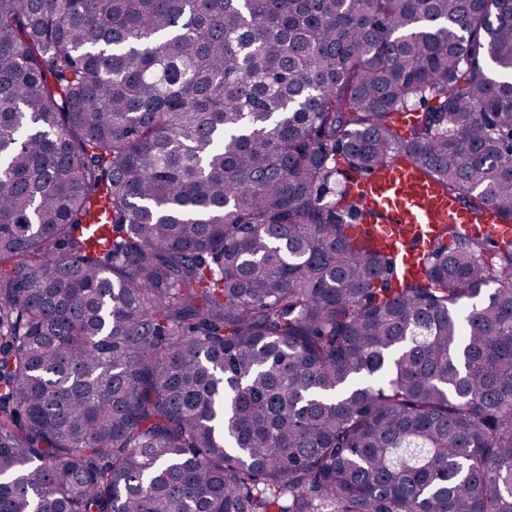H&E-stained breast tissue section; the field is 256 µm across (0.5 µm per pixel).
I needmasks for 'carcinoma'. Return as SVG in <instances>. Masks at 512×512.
<instances>
[{
  "label": "carcinoma",
  "mask_w": 512,
  "mask_h": 512,
  "mask_svg": "<svg viewBox=\"0 0 512 512\" xmlns=\"http://www.w3.org/2000/svg\"><path fill=\"white\" fill-rule=\"evenodd\" d=\"M338 153L511 223L512 0H0V512H512V238ZM356 200L355 236L363 240V231H369L379 246L402 252L404 266L413 271L418 259L436 247L439 231L446 224L455 225L465 237L499 240L512 234L511 225L501 223L495 206L471 209L428 177L420 164L403 159L358 179Z\"/></svg>",
  "instance_id": "obj_1"
}]
</instances>
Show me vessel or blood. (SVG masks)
<instances>
[{"instance_id": "obj_1", "label": "vessel or blood", "mask_w": 512, "mask_h": 512, "mask_svg": "<svg viewBox=\"0 0 512 512\" xmlns=\"http://www.w3.org/2000/svg\"><path fill=\"white\" fill-rule=\"evenodd\" d=\"M355 234L370 233L379 246L402 254L408 269L438 243L440 230L455 225L465 237L501 239L512 235L495 206L473 210L416 163L398 159L358 181Z\"/></svg>"}]
</instances>
